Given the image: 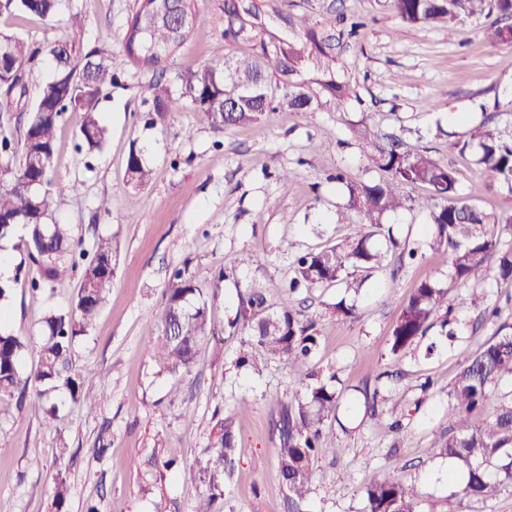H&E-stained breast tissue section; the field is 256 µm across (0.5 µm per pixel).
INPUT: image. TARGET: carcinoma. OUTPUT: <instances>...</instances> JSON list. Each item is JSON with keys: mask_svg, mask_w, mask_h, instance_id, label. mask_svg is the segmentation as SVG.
<instances>
[{"mask_svg": "<svg viewBox=\"0 0 512 512\" xmlns=\"http://www.w3.org/2000/svg\"><path fill=\"white\" fill-rule=\"evenodd\" d=\"M61 2L0 0V14L52 19L59 14ZM384 6L408 25L447 30L465 19L495 13L497 25L486 31V38L494 44L512 45V0H384ZM183 7L192 16L184 29L168 19L169 0H136L120 41L123 57L141 71L156 74L151 82L153 112L160 118L171 111L172 103L160 74L197 26L195 0H186ZM215 22L224 27V37L248 41L264 26V15L257 0H224ZM42 52L53 62L49 79L36 74ZM118 81L112 50L106 47L85 48L65 40L42 50L20 36L0 34V94L4 99L0 112L20 109L29 113L23 133L16 136L0 129V238L11 239L23 230L21 246L40 267V280L32 283L35 291L82 267L71 308L44 319L45 336L35 372L22 370L25 342L0 330V417L11 406H22L31 385L44 387V395L64 389L90 411L102 399L85 389L84 378L73 370L72 349L106 302L113 276L112 240L98 238L90 255L76 252L80 242L72 225L47 222L54 204L48 185L55 132L63 115L82 112V146L89 152L101 149L107 128L98 104L103 91ZM353 95L351 84L337 74L331 45L306 24L298 35L264 45L258 54L206 64L184 80L182 91L214 127L256 122L268 114L276 98L280 105L298 112L323 105L342 112ZM354 135L364 157L383 172L376 181L346 184V209L360 213L362 222L352 225V234L343 241L298 256L277 299L269 296L259 279L246 282L238 291L234 318L225 323L210 315L205 289L175 274L156 315L158 336L151 358L160 368L189 372L207 345L218 349L234 336L240 339V367L256 366L255 351L267 363L306 364L318 347L321 329L317 321L301 317L293 295L328 286L359 294L365 280L357 276L358 271L376 269L384 258L372 238L385 233L389 243L396 245L383 217L407 207L427 213L425 245L448 253L452 279L464 285L476 283L494 269L501 279L512 280V244L502 240L499 230L502 224H512V213L487 211L462 196L456 171L425 151H402L395 139L381 143L364 121L356 125ZM448 137V151L471 152L492 180L512 189V131L491 126L485 116L470 124L463 136L455 138L450 133ZM127 173L135 184L148 182L151 170L142 151L130 152ZM420 184L429 187L428 196L414 199L405 193L406 188ZM447 302V292L435 282H420L392 327L391 354L405 355L437 319L445 335L453 337L454 307ZM333 379V375L298 374V389L281 406L276 421L278 471L288 490L289 512H303L315 457L340 452L322 444L323 428L336 419L340 397L331 384ZM503 379L512 380V333L498 331L476 348L457 373L449 390L448 440L438 443L441 455L464 467L466 482L460 490L464 496L494 495L500 481L490 472L492 467L512 480V398L499 400L485 425L461 435L454 433L455 425L483 407L492 387ZM218 426L199 463L195 512H224V488L234 470L237 437L231 421L226 419ZM418 504L416 487L383 480L365 488L361 512H419Z\"/></svg>", "mask_w": 512, "mask_h": 512, "instance_id": "carcinoma-1", "label": "carcinoma"}]
</instances>
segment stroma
Segmentation results:
<instances>
[{
  "label": "stroma",
  "mask_w": 512,
  "mask_h": 512,
  "mask_svg": "<svg viewBox=\"0 0 512 512\" xmlns=\"http://www.w3.org/2000/svg\"><path fill=\"white\" fill-rule=\"evenodd\" d=\"M265 11L307 14L312 22L344 14L365 25L336 50L337 70L357 91L342 112H292L284 107L244 126L213 128L187 99L184 76L214 58L259 52L261 43L281 37L280 20L270 21L256 40L226 39L215 25L224 0H196L198 27L174 54L165 79L177 99L165 122L151 124L150 74L136 72L123 56L113 63L120 83L100 102L108 127L101 151L79 150L82 115L69 112L57 133L51 222L73 225L84 248L98 237L111 238L115 275L108 300L88 334L73 347L74 367L103 400L94 412L63 392L56 426L45 425L36 391L22 408L0 418V512H55L56 472L67 478L66 512H193L196 473L218 419H231L239 452L228 483L224 512H287L288 492L277 470L279 437L275 421L297 371L271 363L257 371L233 372L238 340L221 350L206 349L188 373L160 372L149 348L155 316L175 271L205 289L217 288L211 311L224 322L235 314L237 288L257 277L270 293L292 274L295 255L339 242L358 212L347 210V181H373L353 126L367 121L380 140L399 136L405 149H425L457 172L461 193L483 208L512 211V191L498 185L474 163L472 154H449L452 113L499 105V129L512 130V46L485 38L497 17L483 14L454 31L418 29L402 23L377 0H258ZM86 21L72 31L64 16L0 15V30L37 47L66 37L83 45L118 47L134 0H64ZM141 149L152 170L143 186L128 181L131 148ZM292 176L282 191L278 177ZM109 200V211L99 208ZM12 292L6 331L26 344L22 368L38 367L41 328L52 311L69 309L80 285L79 272L33 292L39 267L9 240ZM237 262L236 279L216 282L224 264ZM437 282L456 300L469 291L448 274V255L425 250L417 262L386 252L382 266L356 296V317L334 315L340 288L301 291L296 307L322 323L320 345L308 370L336 374L341 394L336 419L327 425V442L339 455L316 457L306 512H360L364 489L385 479L415 485L422 512H512V481L496 497H463L447 478L448 458L438 444L448 437L449 385L466 357L500 326H512V282L488 276L481 288L498 318L480 320L458 311L455 339L433 328L403 357L389 352L391 329L416 284ZM433 379L424 388L425 379ZM385 397L377 416L367 415L361 391ZM246 412H238L240 402ZM109 451L98 455L101 443ZM175 448L179 463L162 480L146 473L151 451Z\"/></svg>",
  "instance_id": "stroma-1"
}]
</instances>
